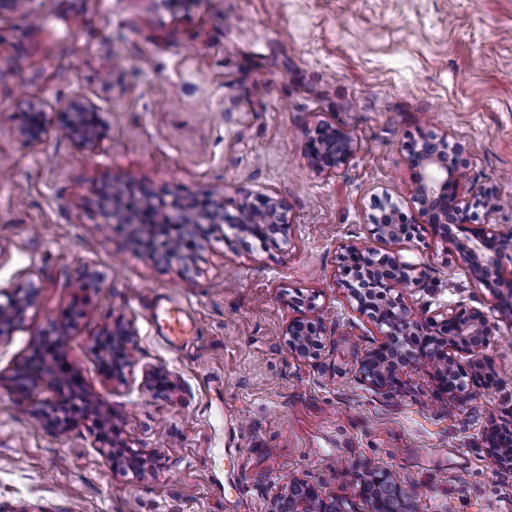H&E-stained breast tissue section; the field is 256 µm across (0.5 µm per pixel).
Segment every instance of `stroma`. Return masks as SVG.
<instances>
[{"instance_id": "stroma-1", "label": "stroma", "mask_w": 512, "mask_h": 512, "mask_svg": "<svg viewBox=\"0 0 512 512\" xmlns=\"http://www.w3.org/2000/svg\"><path fill=\"white\" fill-rule=\"evenodd\" d=\"M75 99L94 108V148L60 130ZM324 123L357 142L335 172L307 153ZM431 135L459 146L470 200H505L478 223L512 234V0H29L0 13V303L35 294L0 337V512H269L294 477L368 512L354 486L366 465L410 491L413 512H512V470L488 451L512 425V310L428 224L397 241L367 226L385 197L412 213L408 145ZM109 190L164 212L220 202L229 217L272 197L288 239L205 224L162 260L114 223ZM350 244L415 265L422 285L401 295L416 312L486 314L462 401L426 365L396 396L359 379L384 336L338 283ZM301 294L328 322L316 359L284 336L307 313ZM171 297L197 327L177 349L149 327ZM115 321L136 333L120 379L98 353ZM61 327V358L150 469L114 468L91 422L49 421L58 398L26 365Z\"/></svg>"}]
</instances>
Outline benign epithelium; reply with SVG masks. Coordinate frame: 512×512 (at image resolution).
<instances>
[{"label":"benign epithelium","instance_id":"obj_1","mask_svg":"<svg viewBox=\"0 0 512 512\" xmlns=\"http://www.w3.org/2000/svg\"><path fill=\"white\" fill-rule=\"evenodd\" d=\"M92 108L81 101L68 105L63 124L64 131L82 146H92L96 136L84 122L83 113ZM356 142L351 133L331 124L314 128L308 136V151L312 163L330 171L346 165L353 157ZM456 146L445 136L428 141L412 155L417 169L413 203L416 214L409 216L397 204L387 199L368 215L370 234L378 239H409L416 231L417 218L426 217L439 231L445 242L455 245L468 263L473 278L490 288L506 291L512 298V279L503 276V260L512 261V236L503 233L496 224H483L473 230L471 203L466 198L462 175L453 158ZM234 227L262 243L276 242V235L286 234L288 221L282 205L267 199L262 207L243 206L230 220ZM471 231L473 239L462 241L459 231ZM342 273L341 286L345 288L350 304L384 329L385 341L368 350L360 360V377L376 389L397 392L398 376L415 364H426L434 369L444 392L452 399L463 397L468 385V372L460 364L461 354L477 359L489 344V333L484 314L478 309L458 312L452 307L439 310L432 316L418 315L405 307L397 288L419 284L412 276L413 265L397 256L376 258L369 247L349 245L339 256ZM26 294L14 296L0 304V335L8 334L13 324L33 303ZM326 324L322 317L312 315L288 323L284 336L288 350L301 359L315 358L324 348ZM111 336L109 354L122 358L112 363L115 376H123L124 368L133 364L132 345L134 329L117 324L107 331ZM112 461L115 466L143 472L148 459L118 440H112ZM357 494L370 506V512H411V494L395 483L388 472L365 467L357 473ZM269 512H351L346 502L325 501L321 486L303 479H294L272 499Z\"/></svg>","mask_w":512,"mask_h":512}]
</instances>
